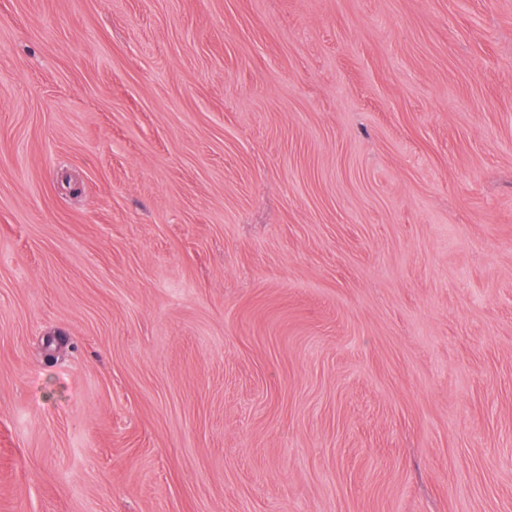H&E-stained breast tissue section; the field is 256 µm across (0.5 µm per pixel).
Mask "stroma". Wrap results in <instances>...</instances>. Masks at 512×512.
<instances>
[{
    "label": "stroma",
    "instance_id": "stroma-1",
    "mask_svg": "<svg viewBox=\"0 0 512 512\" xmlns=\"http://www.w3.org/2000/svg\"><path fill=\"white\" fill-rule=\"evenodd\" d=\"M0 512H512V0H0Z\"/></svg>",
    "mask_w": 512,
    "mask_h": 512
}]
</instances>
